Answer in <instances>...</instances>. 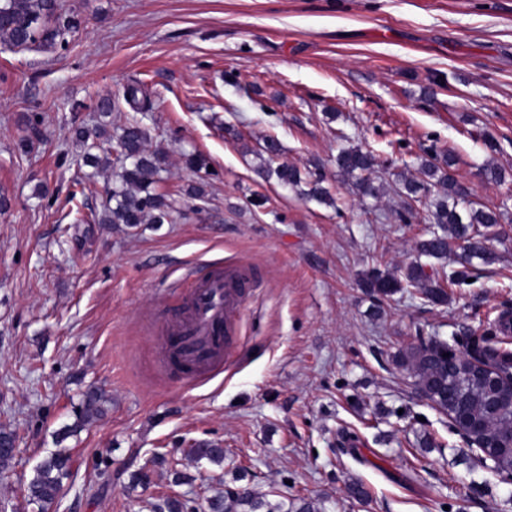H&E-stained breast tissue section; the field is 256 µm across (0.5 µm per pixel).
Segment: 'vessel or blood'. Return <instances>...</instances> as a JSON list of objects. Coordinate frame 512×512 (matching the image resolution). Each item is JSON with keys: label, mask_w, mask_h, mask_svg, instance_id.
<instances>
[{"label": "vessel or blood", "mask_w": 512, "mask_h": 512, "mask_svg": "<svg viewBox=\"0 0 512 512\" xmlns=\"http://www.w3.org/2000/svg\"><path fill=\"white\" fill-rule=\"evenodd\" d=\"M253 284L247 266L227 262L194 275L178 310L159 331L161 363L183 380L214 372L233 349L240 312Z\"/></svg>", "instance_id": "obj_1"}]
</instances>
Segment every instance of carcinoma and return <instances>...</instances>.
<instances>
[{
  "label": "carcinoma",
  "instance_id": "obj_1",
  "mask_svg": "<svg viewBox=\"0 0 512 512\" xmlns=\"http://www.w3.org/2000/svg\"><path fill=\"white\" fill-rule=\"evenodd\" d=\"M56 9V0H0V44L15 49L38 43H66L65 36L75 29V25L59 16L56 26L49 27L48 20ZM123 99L136 112H148L153 107L151 96L138 84L127 86ZM105 134L103 129L91 131L80 127L76 130L84 164L92 168L86 178L90 180L103 170H112V186L98 223L129 227L174 223V201L157 191L166 155L160 149H148V130L136 120L126 122L110 137L112 149L100 155L96 149ZM280 153L279 141L274 137L265 138L258 152L262 159L260 170L275 177L283 187L295 189L306 185L308 190L300 192L302 196L320 203H332L329 190L322 186L324 176L320 169L309 171L303 177L296 167L275 163ZM375 164L372 153L360 146L343 148L336 156L338 172L363 199L378 197L380 187L371 177ZM451 166L450 160L441 162L435 156L424 158L419 168L421 178L400 181L397 193L407 200L420 195L433 197L431 223L437 225L438 230L417 241L419 261L408 265L401 273L372 272L364 282L371 293L384 299L407 292L413 297L443 305L451 298L448 286L466 282L470 278V268L464 265L443 277L436 268L426 269V264L420 259H445L448 252L458 246L466 253L468 262L477 258L482 264L490 265L496 260L488 242L495 237L493 227L501 222L502 212L469 200L466 191L450 172ZM446 352L448 343L445 341H421L400 348L395 360L431 405L446 412L450 409L448 399L451 398L455 411L481 420L484 441L508 443L512 404L494 409L489 407L487 386L470 376L469 362L464 358L446 357ZM477 352L483 363L494 372L503 376L512 372V352L497 347L491 339H480ZM98 401L99 396L93 392L85 395L80 413L82 421L89 422L98 416ZM15 443L13 431L1 427V467L14 458ZM192 454L198 461L213 464L224 461V449L213 444H201L193 449ZM70 465L68 452L57 450L51 453L34 469L27 484L29 500L42 506L53 503L60 494ZM209 507L211 512H283L284 503L273 502L247 487H240L216 493L210 498Z\"/></svg>",
  "mask_w": 512,
  "mask_h": 512
}]
</instances>
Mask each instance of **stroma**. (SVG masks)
<instances>
[{"mask_svg": "<svg viewBox=\"0 0 512 512\" xmlns=\"http://www.w3.org/2000/svg\"><path fill=\"white\" fill-rule=\"evenodd\" d=\"M59 4L80 19L66 46L0 47V426L17 437L0 512H154L168 497L209 512L241 486L325 512H512V484L394 359L422 340L489 335L512 314V0ZM134 82L152 111L123 104ZM104 97L120 103L109 126L139 116L165 151L175 223H90L111 176L80 187L74 131ZM269 136L280 161L321 167L334 204L258 174ZM349 145L375 156L378 197L359 200L338 176ZM432 151L502 212L498 259L448 305L377 300L367 274L399 272L428 227L421 205L400 220L395 185ZM190 152L209 170L188 168ZM489 163L504 184L484 180ZM198 184L205 198H188ZM217 261L249 264L257 286L234 355L186 382L161 368L153 330L175 281ZM89 391L102 414L80 427ZM205 442L223 464L194 461ZM59 449L71 456L60 496L29 503L33 468ZM352 482L365 500L348 496Z\"/></svg>", "mask_w": 512, "mask_h": 512, "instance_id": "1", "label": "stroma"}]
</instances>
